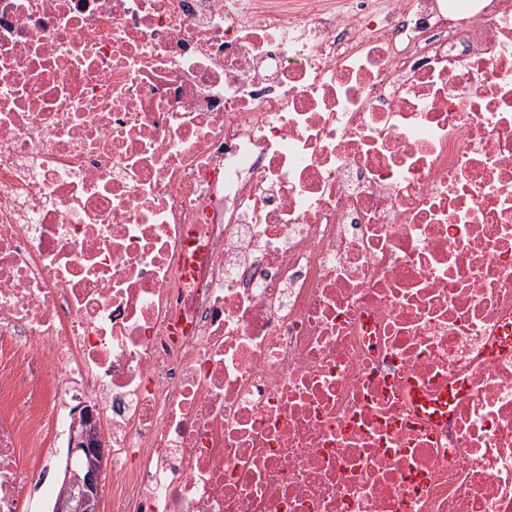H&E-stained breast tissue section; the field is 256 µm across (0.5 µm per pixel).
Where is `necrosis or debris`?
<instances>
[{"label": "necrosis or debris", "mask_w": 512, "mask_h": 512, "mask_svg": "<svg viewBox=\"0 0 512 512\" xmlns=\"http://www.w3.org/2000/svg\"><path fill=\"white\" fill-rule=\"evenodd\" d=\"M511 324L512 0H0V512H512ZM84 407L81 405L75 408L68 433L59 439L58 444L55 441V446L59 447L58 455L64 461L67 451L70 459L80 456L83 460L82 468L74 472L68 470L63 483V469L58 468L44 471L39 479L36 475L33 481L29 480L25 486L27 499L35 509H44L31 512H51L54 500L53 512H100V504L101 512L111 510L108 491L103 490L102 496V477L109 455L104 448L106 445L102 443L99 418L93 409Z\"/></svg>", "instance_id": "necrosis-or-debris-1"}]
</instances>
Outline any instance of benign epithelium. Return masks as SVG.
<instances>
[{
    "label": "benign epithelium",
    "instance_id": "benign-epithelium-1",
    "mask_svg": "<svg viewBox=\"0 0 512 512\" xmlns=\"http://www.w3.org/2000/svg\"><path fill=\"white\" fill-rule=\"evenodd\" d=\"M94 410L78 406L68 427V457L83 460L78 471L67 472L56 496L53 512H100L102 477L109 455L102 443Z\"/></svg>",
    "mask_w": 512,
    "mask_h": 512
}]
</instances>
